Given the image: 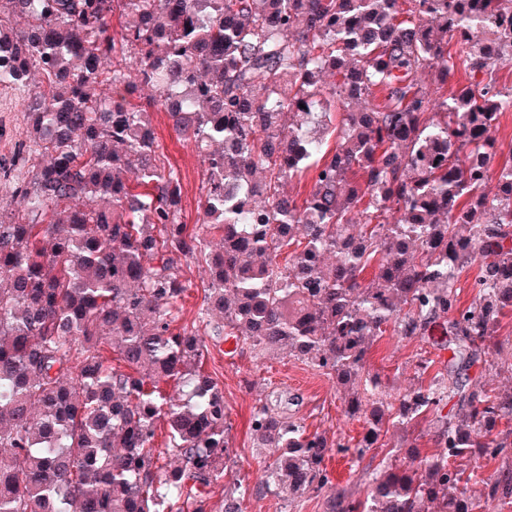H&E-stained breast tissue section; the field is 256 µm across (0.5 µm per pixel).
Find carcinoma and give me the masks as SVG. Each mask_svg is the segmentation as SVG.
Here are the masks:
<instances>
[{"instance_id": "1", "label": "carcinoma", "mask_w": 512, "mask_h": 512, "mask_svg": "<svg viewBox=\"0 0 512 512\" xmlns=\"http://www.w3.org/2000/svg\"><path fill=\"white\" fill-rule=\"evenodd\" d=\"M129 59L203 156L211 251L182 221L180 180L125 82ZM501 66L512 0H0V86L30 90L29 137L0 166L20 201L0 209V512H207L205 489L231 456L224 391L199 330L174 328L178 259L198 253L204 334L312 366L366 421L352 444L256 407L264 485L234 482L224 512L255 492L321 493L331 449L362 458L450 397L433 456L386 464L363 501L335 490L324 512L512 503L511 467L489 478L459 467L512 454V391L467 374L512 313ZM427 70L470 84L429 90ZM105 82L113 95L97 93ZM303 176L313 185L299 201L286 185ZM474 264L477 299L463 306L457 284ZM390 327L451 353L395 399L366 369Z\"/></svg>"}]
</instances>
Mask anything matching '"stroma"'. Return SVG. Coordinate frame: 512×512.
Wrapping results in <instances>:
<instances>
[{"label": "stroma", "mask_w": 512, "mask_h": 512, "mask_svg": "<svg viewBox=\"0 0 512 512\" xmlns=\"http://www.w3.org/2000/svg\"><path fill=\"white\" fill-rule=\"evenodd\" d=\"M150 122L162 160L173 167L180 178L183 220L190 231H198L200 187L205 174L202 156L194 145L178 138L169 114L162 107L151 108ZM28 135L25 93L0 86L1 164L10 162L18 144ZM180 270L187 291L178 323L189 327L195 323L204 302L209 273L204 260L196 256L182 260ZM423 358L429 365L422 371L418 363ZM448 358V352L389 331L374 343L367 368L370 373L379 375L387 390L396 397L412 385L429 383L443 371ZM203 366L224 391L234 460L231 470L208 487V512H224L225 485L239 480L253 487L263 480V458L249 427L254 407L269 405L283 415L304 421L309 431L324 432L332 438L342 436L356 441L365 432L364 422L346 416L344 403L337 396L332 380L296 358L285 354L260 355L246 345L230 346L208 339L204 342ZM399 443V434L391 432L385 437L383 447L359 460L348 454L329 452L325 464L334 485L357 496H366L383 461L393 458L400 466L409 465L408 453Z\"/></svg>", "instance_id": "35a3bbf8"}]
</instances>
